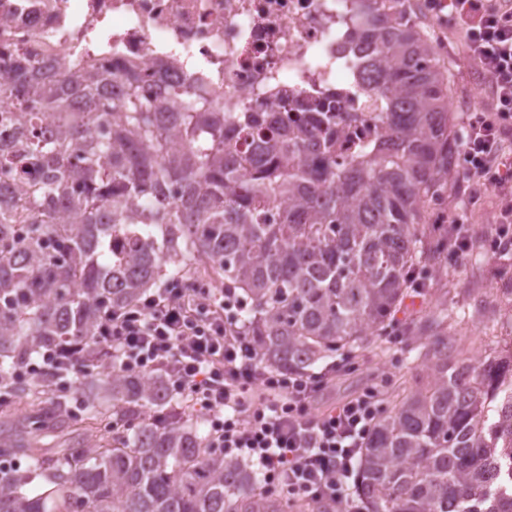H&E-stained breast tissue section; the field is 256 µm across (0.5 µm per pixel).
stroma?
<instances>
[{"mask_svg":"<svg viewBox=\"0 0 512 512\" xmlns=\"http://www.w3.org/2000/svg\"><path fill=\"white\" fill-rule=\"evenodd\" d=\"M418 9L421 28L441 46V59L455 63L448 107L455 124L464 125L469 113L486 105L480 93L484 79L464 52L463 31L441 24L430 14L426 0H419ZM451 184L446 202L429 205L427 221L444 224L451 210H460L469 240L467 254L460 260L449 253L442 255L437 273L423 279L406 299L387 336L369 337L363 348L340 358L342 370L335 384L318 395L321 406H333L369 387L379 390L383 406H390L409 376L414 326L435 310L450 306L465 310V320L449 324L448 334L456 350L468 357L483 356L487 337L512 336V311L501 304L494 277L499 257L495 247L499 227L491 222L495 198L487 191L471 195L467 182L458 176Z\"/></svg>","mask_w":512,"mask_h":512,"instance_id":"35a3bbf8","label":"stroma"}]
</instances>
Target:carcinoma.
I'll return each instance as SVG.
<instances>
[{"mask_svg":"<svg viewBox=\"0 0 512 512\" xmlns=\"http://www.w3.org/2000/svg\"><path fill=\"white\" fill-rule=\"evenodd\" d=\"M353 2L347 35L387 106L346 156L330 96L256 98L231 126L184 92L143 97L133 72L113 102L88 70L48 82L26 47L0 52L12 74L0 100L29 131L0 153L16 185L0 184V512H293L211 447L161 380L89 366L72 415L69 374L19 373L50 348L94 349L105 309L189 280L196 263L230 294L261 364L309 374L380 333L437 271L448 231L426 230L423 204L448 197L456 167L451 78L411 0ZM167 187V208L132 206ZM449 317L416 327L421 375L378 416L350 498L310 512H512V490L492 486L512 474V370L494 348L480 362L448 354ZM91 430L107 433L93 455Z\"/></svg>","mask_w":512,"mask_h":512,"instance_id":"carcinoma-1","label":"carcinoma"}]
</instances>
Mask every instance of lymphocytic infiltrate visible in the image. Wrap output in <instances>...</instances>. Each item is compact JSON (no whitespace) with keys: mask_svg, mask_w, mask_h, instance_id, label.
<instances>
[{"mask_svg":"<svg viewBox=\"0 0 512 512\" xmlns=\"http://www.w3.org/2000/svg\"><path fill=\"white\" fill-rule=\"evenodd\" d=\"M436 18L466 35L465 52L486 79L487 111L467 118L458 171L474 192L491 191V221L512 224V0H428ZM104 350L130 372L157 371L206 416L212 447L255 463L263 480L304 501L351 491L359 450L381 406L375 389L320 411L336 367L283 377L262 366L228 314L223 293L161 288L143 305L107 314Z\"/></svg>","mask_w":512,"mask_h":512,"instance_id":"1","label":"lymphocytic infiltrate"}]
</instances>
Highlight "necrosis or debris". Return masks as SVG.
I'll use <instances>...</instances> for the list:
<instances>
[{"label": "necrosis or debris", "instance_id": "necrosis-or-debris-1", "mask_svg": "<svg viewBox=\"0 0 512 512\" xmlns=\"http://www.w3.org/2000/svg\"><path fill=\"white\" fill-rule=\"evenodd\" d=\"M351 0H0V49L18 42L46 78L87 63L112 78V95L135 63L148 96L179 89L210 108L241 111L281 89L346 96L345 143L372 139L379 106L363 83L365 62L337 28Z\"/></svg>", "mask_w": 512, "mask_h": 512}]
</instances>
